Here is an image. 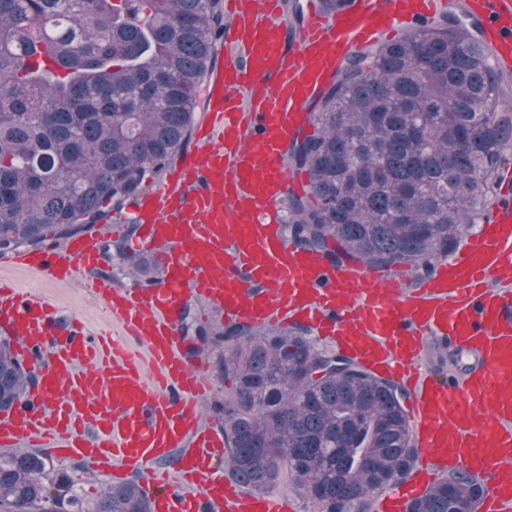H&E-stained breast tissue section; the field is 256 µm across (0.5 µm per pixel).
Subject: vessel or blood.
Returning a JSON list of instances; mask_svg holds the SVG:
<instances>
[{"label": "vessel or blood", "instance_id": "b4317fda", "mask_svg": "<svg viewBox=\"0 0 512 512\" xmlns=\"http://www.w3.org/2000/svg\"><path fill=\"white\" fill-rule=\"evenodd\" d=\"M439 4L346 0L330 14L322 0H307L295 29L285 0H227L196 144L162 189L132 207L142 229L132 248L154 254L160 283L89 281L108 326L93 335L77 318L56 330L53 306L0 279V333L13 338L19 360L41 365L22 403L0 411L1 446L29 442L84 457L116 480L139 469L152 512H293L287 498L248 495L215 475L224 441L199 414L211 381L203 363L183 359L176 330L179 310L200 294L228 323L308 325L405 386L420 462L379 512H408L451 468L484 481L479 512H512V200H501L477 234L412 287L399 275L303 250L278 224L280 205L306 185L289 177L285 159L311 131L315 102L341 62L400 26H423ZM458 7L478 20L500 60L512 61V0ZM99 240L85 232L6 262L69 284L96 265ZM431 336L475 355L477 367L446 379L423 370ZM175 448L174 466H165Z\"/></svg>", "mask_w": 512, "mask_h": 512}]
</instances>
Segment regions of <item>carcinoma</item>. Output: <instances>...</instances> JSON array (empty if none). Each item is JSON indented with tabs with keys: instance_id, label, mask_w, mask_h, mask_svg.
<instances>
[{
	"instance_id": "1",
	"label": "carcinoma",
	"mask_w": 512,
	"mask_h": 512,
	"mask_svg": "<svg viewBox=\"0 0 512 512\" xmlns=\"http://www.w3.org/2000/svg\"><path fill=\"white\" fill-rule=\"evenodd\" d=\"M224 29L220 0H0V253L87 231L135 201L188 141ZM43 55L57 73L33 63ZM296 140L310 173L288 202L293 243L339 262L428 272L482 215L512 153V95L459 18L354 54ZM131 275L145 255L106 242ZM224 440L234 477L263 492L288 469L317 512H367L417 455L394 382L295 331L234 326ZM29 374L0 340V409ZM483 488L451 471L409 512H474ZM0 512H150L135 482L96 498L34 452L0 454Z\"/></svg>"
}]
</instances>
